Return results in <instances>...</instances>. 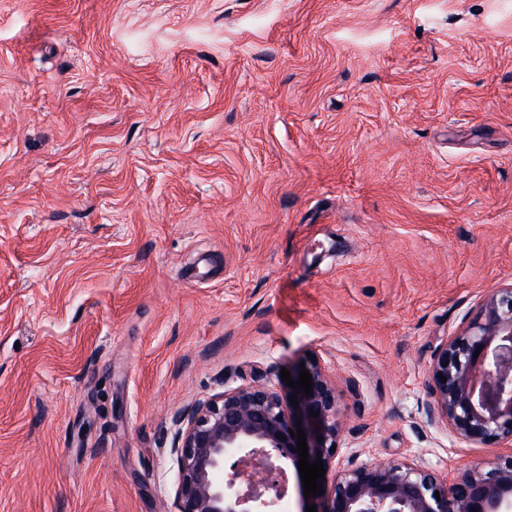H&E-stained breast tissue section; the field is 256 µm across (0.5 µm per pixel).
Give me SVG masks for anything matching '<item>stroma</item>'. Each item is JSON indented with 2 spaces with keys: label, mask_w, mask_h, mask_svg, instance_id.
<instances>
[{
  "label": "stroma",
  "mask_w": 512,
  "mask_h": 512,
  "mask_svg": "<svg viewBox=\"0 0 512 512\" xmlns=\"http://www.w3.org/2000/svg\"><path fill=\"white\" fill-rule=\"evenodd\" d=\"M512 284V0H0V512H174V415L318 355L338 457Z\"/></svg>",
  "instance_id": "obj_1"
}]
</instances>
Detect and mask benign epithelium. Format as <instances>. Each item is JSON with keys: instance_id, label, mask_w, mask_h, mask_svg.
I'll return each instance as SVG.
<instances>
[{"instance_id": "7a95c632", "label": "benign epithelium", "mask_w": 512, "mask_h": 512, "mask_svg": "<svg viewBox=\"0 0 512 512\" xmlns=\"http://www.w3.org/2000/svg\"><path fill=\"white\" fill-rule=\"evenodd\" d=\"M306 369L313 390L298 394L295 407L257 373L246 385L220 382L221 391L173 417L176 512H274L290 495L291 472H299L290 432L300 428L309 461L324 464L317 512H512L509 446L451 480L409 458L341 463L342 392L318 356ZM423 410L428 424L465 439L512 443V284L485 296L461 331L434 350Z\"/></svg>"}]
</instances>
